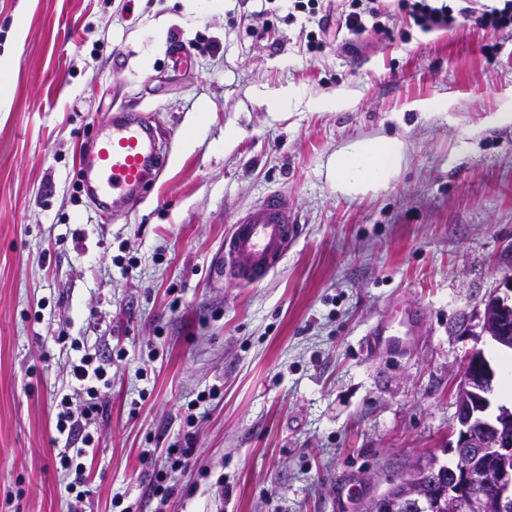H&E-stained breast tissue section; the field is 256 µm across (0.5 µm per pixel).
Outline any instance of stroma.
Returning <instances> with one entry per match:
<instances>
[{
    "mask_svg": "<svg viewBox=\"0 0 512 512\" xmlns=\"http://www.w3.org/2000/svg\"><path fill=\"white\" fill-rule=\"evenodd\" d=\"M0 0V512H69L55 460L76 344L109 354L86 512H359L417 460L448 463L466 359L512 276V28L386 20L308 50L275 0ZM498 53L487 60L483 48ZM151 113L146 198L80 189L93 124ZM394 138L395 178L344 195L336 151ZM284 193L297 237L261 283L226 281L241 212ZM422 319L401 351L371 329ZM207 393L198 402L199 393ZM193 448L167 449L166 467L154 470L150 491L153 498L158 499V509L164 506L166 499L175 491V484H169L171 474L177 471L193 454Z\"/></svg>",
    "mask_w": 512,
    "mask_h": 512,
    "instance_id": "35a3bbf8",
    "label": "stroma"
}]
</instances>
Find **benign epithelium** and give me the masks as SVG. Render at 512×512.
<instances>
[{
	"mask_svg": "<svg viewBox=\"0 0 512 512\" xmlns=\"http://www.w3.org/2000/svg\"><path fill=\"white\" fill-rule=\"evenodd\" d=\"M481 335L512 348V280L504 294L484 301ZM497 372L480 351L467 359L456 392L455 420L459 426L453 445L455 480L444 489L446 512H466L468 502L492 486L494 512H512V409L501 406L488 415Z\"/></svg>",
	"mask_w": 512,
	"mask_h": 512,
	"instance_id": "obj_1",
	"label": "benign epithelium"
}]
</instances>
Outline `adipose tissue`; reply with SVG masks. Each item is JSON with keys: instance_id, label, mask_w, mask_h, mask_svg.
I'll return each mask as SVG.
<instances>
[{"instance_id": "obj_1", "label": "adipose tissue", "mask_w": 512, "mask_h": 512, "mask_svg": "<svg viewBox=\"0 0 512 512\" xmlns=\"http://www.w3.org/2000/svg\"><path fill=\"white\" fill-rule=\"evenodd\" d=\"M404 145L396 139L364 140L338 151L330 161L336 187L358 195L388 183L403 158Z\"/></svg>"}]
</instances>
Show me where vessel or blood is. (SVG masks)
<instances>
[{"label": "vessel or blood", "mask_w": 512, "mask_h": 512, "mask_svg": "<svg viewBox=\"0 0 512 512\" xmlns=\"http://www.w3.org/2000/svg\"><path fill=\"white\" fill-rule=\"evenodd\" d=\"M93 146L79 159L84 191L97 201L123 194L138 196L151 184V172L164 156L153 136L150 116L116 112L95 128ZM297 226L286 196L268 195L239 218L224 239V277L240 284L264 280L282 260Z\"/></svg>", "instance_id": "b4317fda"}]
</instances>
